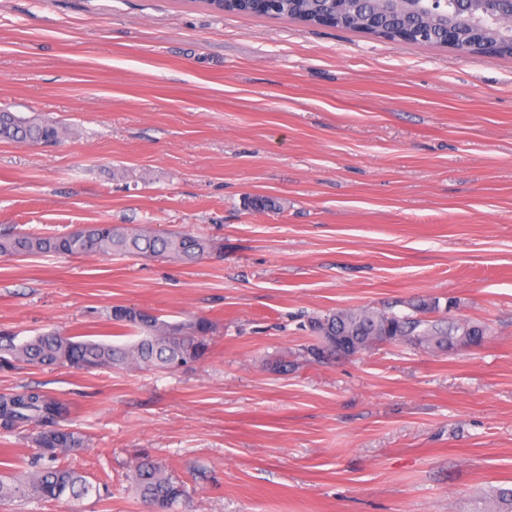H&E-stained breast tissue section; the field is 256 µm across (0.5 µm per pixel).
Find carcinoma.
<instances>
[{
  "label": "carcinoma",
  "instance_id": "obj_1",
  "mask_svg": "<svg viewBox=\"0 0 512 512\" xmlns=\"http://www.w3.org/2000/svg\"><path fill=\"white\" fill-rule=\"evenodd\" d=\"M358 0H344L339 24L343 30H358L359 19L353 5ZM217 14L254 15L252 0H206ZM320 0H281L278 18H290L315 25ZM375 25L384 30H400L415 25L428 30L426 20L404 15L397 7L383 10L375 17ZM58 124L49 121H24L11 112H0V139L14 142L52 144L60 139ZM210 242L183 232L164 235L148 231H129L112 224H89L57 236L40 237L26 233L0 236V255L28 256L45 253L83 255L89 253H121L144 258H160L195 262L210 254ZM439 305L420 302L409 306V312L391 309L377 311L337 310L308 321V330L317 343L306 348L310 360L321 363L337 355L350 357L374 345L409 343L418 347L446 351L459 346L478 347L488 328L464 319L435 317ZM108 321L120 329L134 331L133 342L114 344L88 339L77 340L50 332L21 342L15 337L0 336V363L22 362L37 366L68 365L85 367H137L139 369L172 370L201 360L209 351L213 324L205 317L169 323L150 312L115 306ZM66 407L59 401L36 391H25L0 397V427L10 430L32 424L39 459L35 470L19 476L0 471V504L16 499L36 498L101 500L105 487L62 464V456L81 445L78 433L59 423ZM129 480L150 512H178L187 498L186 484L169 476L155 460L143 456L133 467Z\"/></svg>",
  "mask_w": 512,
  "mask_h": 512
}]
</instances>
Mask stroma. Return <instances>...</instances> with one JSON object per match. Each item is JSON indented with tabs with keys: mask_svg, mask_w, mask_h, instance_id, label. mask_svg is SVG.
I'll list each match as a JSON object with an SVG mask.
<instances>
[{
	"mask_svg": "<svg viewBox=\"0 0 512 512\" xmlns=\"http://www.w3.org/2000/svg\"><path fill=\"white\" fill-rule=\"evenodd\" d=\"M0 234L84 224L221 244L195 263L0 256V331L101 339L121 305L215 324L175 371L0 370L62 402L97 502L146 512L141 454L183 512H485L512 488V57L462 55L204 0H0ZM438 302L483 344L304 361L310 317ZM61 136L57 123L24 121L12 112H0V139L14 142L52 144ZM129 480L151 512H177L188 495L186 484L169 476L149 456L137 461Z\"/></svg>",
	"mask_w": 512,
	"mask_h": 512,
	"instance_id": "35a3bbf8",
	"label": "stroma"
}]
</instances>
